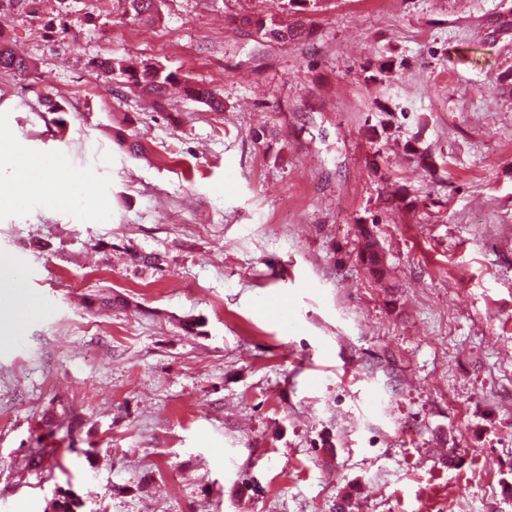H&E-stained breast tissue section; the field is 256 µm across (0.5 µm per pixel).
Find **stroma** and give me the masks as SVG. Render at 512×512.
Instances as JSON below:
<instances>
[{
	"label": "stroma",
	"mask_w": 512,
	"mask_h": 512,
	"mask_svg": "<svg viewBox=\"0 0 512 512\" xmlns=\"http://www.w3.org/2000/svg\"><path fill=\"white\" fill-rule=\"evenodd\" d=\"M255 13L283 17L277 0H166L149 23L96 0L0 10L36 64L0 71V147L59 162L84 198L0 205L34 303L13 320L0 288V512L60 489L81 512H333L346 494L349 512H512V0H330L288 42L242 24ZM103 55L224 109L153 111ZM382 59L391 81H370ZM389 100L435 173L371 140ZM365 228L389 281L357 259ZM108 295L125 305L94 306ZM92 65L105 77L114 74L122 77L126 87L145 96L154 110L163 108L170 89L175 85H182L186 96L205 104L212 111L224 109L223 97L216 89L193 83L187 78H181L177 72L166 71L154 64L143 63L134 67L123 58L108 56L96 58Z\"/></svg>",
	"instance_id": "obj_1"
}]
</instances>
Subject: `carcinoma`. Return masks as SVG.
Returning <instances> with one entry per match:
<instances>
[{
    "label": "carcinoma",
    "mask_w": 512,
    "mask_h": 512,
    "mask_svg": "<svg viewBox=\"0 0 512 512\" xmlns=\"http://www.w3.org/2000/svg\"><path fill=\"white\" fill-rule=\"evenodd\" d=\"M159 0H112V10L123 17L134 20H151L159 12ZM280 4L289 12H315L321 0H280ZM242 22L253 27L263 38L290 41L301 35V31L290 27H278L268 22L266 16L257 13L242 17ZM94 69L106 77L114 74L122 77L127 88L145 96L152 109L160 110L167 101L170 89L180 85L186 96L201 102L210 110L219 112L224 109L222 95L214 88L193 83L174 71H167L154 64L143 63L131 66L123 58L98 57L92 62ZM35 65L29 59L17 54L6 40L0 37V70H5L21 78L28 77ZM405 154L417 165L431 171L434 164L428 162L431 153L422 147L421 131H416L404 143Z\"/></svg>",
    "instance_id": "cac0c4a2"
}]
</instances>
